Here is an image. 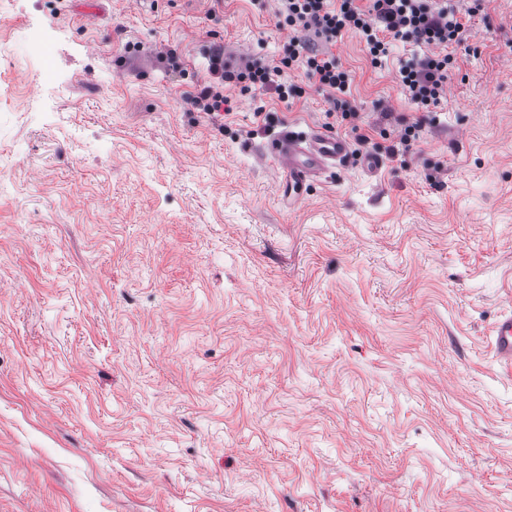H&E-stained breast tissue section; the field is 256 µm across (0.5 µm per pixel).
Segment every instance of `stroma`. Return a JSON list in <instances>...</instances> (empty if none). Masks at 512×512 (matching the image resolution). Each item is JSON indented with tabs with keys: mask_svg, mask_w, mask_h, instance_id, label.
<instances>
[{
	"mask_svg": "<svg viewBox=\"0 0 512 512\" xmlns=\"http://www.w3.org/2000/svg\"><path fill=\"white\" fill-rule=\"evenodd\" d=\"M278 10L0 0V512H512V0L392 158L414 49L339 36L352 153L298 201L266 152L325 126L302 70L188 100L212 45L280 58ZM493 348L499 360L512 367V314L504 313L493 332Z\"/></svg>",
	"mask_w": 512,
	"mask_h": 512,
	"instance_id": "35a3bbf8",
	"label": "stroma"
}]
</instances>
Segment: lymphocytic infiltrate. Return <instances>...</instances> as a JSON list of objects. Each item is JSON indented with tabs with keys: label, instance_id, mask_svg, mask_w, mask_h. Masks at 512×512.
<instances>
[{
	"label": "lymphocytic infiltrate",
	"instance_id": "1",
	"mask_svg": "<svg viewBox=\"0 0 512 512\" xmlns=\"http://www.w3.org/2000/svg\"><path fill=\"white\" fill-rule=\"evenodd\" d=\"M280 2L277 25L291 37L279 61L273 64L253 57L233 65L225 61L223 47H213L208 56L211 79L191 94V103L206 115H218L228 83L244 91L272 88L282 101H293L303 97L305 86L282 81L281 74L298 67L309 85L325 92L327 117L338 124H352L359 114L349 100L352 77L331 50L337 37L345 31L358 33L375 67L388 59L395 45H409L415 52L401 62L398 76L419 115L402 122L398 144L387 148L393 154L398 148H409L425 125L435 123L434 110L445 98L451 71L457 66L451 48L460 44L466 24L483 12L486 0H471L464 8L452 0Z\"/></svg>",
	"mask_w": 512,
	"mask_h": 512
}]
</instances>
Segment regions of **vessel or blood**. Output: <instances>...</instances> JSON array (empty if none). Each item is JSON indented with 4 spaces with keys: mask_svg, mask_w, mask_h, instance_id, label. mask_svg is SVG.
<instances>
[{
    "mask_svg": "<svg viewBox=\"0 0 512 512\" xmlns=\"http://www.w3.org/2000/svg\"><path fill=\"white\" fill-rule=\"evenodd\" d=\"M269 151L284 172L289 197L298 200L314 179L348 157L350 147L339 135L313 130L278 139ZM492 336L499 360L512 367V314L500 317Z\"/></svg>",
    "mask_w": 512,
    "mask_h": 512,
    "instance_id": "1",
    "label": "vessel or blood"
}]
</instances>
